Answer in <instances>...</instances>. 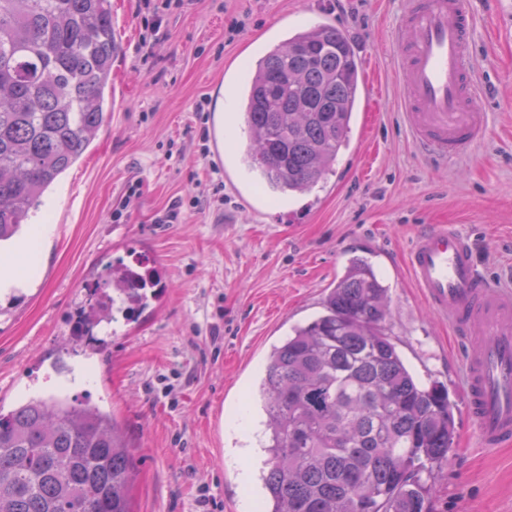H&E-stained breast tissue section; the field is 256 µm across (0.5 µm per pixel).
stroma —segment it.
I'll list each match as a JSON object with an SVG mask.
<instances>
[{
    "label": "stroma",
    "mask_w": 512,
    "mask_h": 512,
    "mask_svg": "<svg viewBox=\"0 0 512 512\" xmlns=\"http://www.w3.org/2000/svg\"><path fill=\"white\" fill-rule=\"evenodd\" d=\"M145 1L112 0L118 101L36 213L51 227L37 271L0 295V405L62 393L112 414L129 445L133 512H259L263 417L251 389L272 345L317 316L361 256L389 288L386 331L406 364L447 386L454 405L455 451L430 480L432 512H512V443L480 446L460 343L406 266L414 238L447 224L472 238L483 274L512 279V0H472L471 60L490 127L445 166L418 153L401 118L398 0H185L146 58L137 50ZM234 18L245 27L230 42ZM323 22L355 48L361 104L333 172L308 194L273 199L237 156L247 131L233 84L284 32ZM203 97L224 115L219 157L199 151ZM172 139L182 150L169 157ZM213 166L224 207H193ZM136 180L137 206L113 223L115 199ZM177 199L178 223H157ZM118 260L150 271L158 297L132 320L82 332L79 316Z\"/></svg>",
    "instance_id": "35a3bbf8"
}]
</instances>
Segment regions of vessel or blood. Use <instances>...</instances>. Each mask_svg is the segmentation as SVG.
Listing matches in <instances>:
<instances>
[{"label": "vessel or blood", "instance_id": "obj_1", "mask_svg": "<svg viewBox=\"0 0 512 512\" xmlns=\"http://www.w3.org/2000/svg\"><path fill=\"white\" fill-rule=\"evenodd\" d=\"M393 44L404 93L403 121L431 161L462 157L484 138L489 115L470 65V0H399ZM417 288L433 312L467 344L466 406L485 448L512 441V282L481 276L461 230L420 233L407 254Z\"/></svg>", "mask_w": 512, "mask_h": 512}]
</instances>
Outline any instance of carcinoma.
<instances>
[{"label": "carcinoma", "mask_w": 512, "mask_h": 512, "mask_svg": "<svg viewBox=\"0 0 512 512\" xmlns=\"http://www.w3.org/2000/svg\"><path fill=\"white\" fill-rule=\"evenodd\" d=\"M119 42L111 0H0V244L96 139L112 100ZM360 63L328 23L270 45L241 88L240 161L274 194L309 192L348 145ZM106 269L112 323L129 303ZM388 288L352 258L323 312L274 345L256 394L266 416L262 512H428L454 451L448 389L421 385L385 329ZM125 436L110 415L64 394L0 405V512H132Z\"/></svg>", "instance_id": "cac0c4a2"}]
</instances>
